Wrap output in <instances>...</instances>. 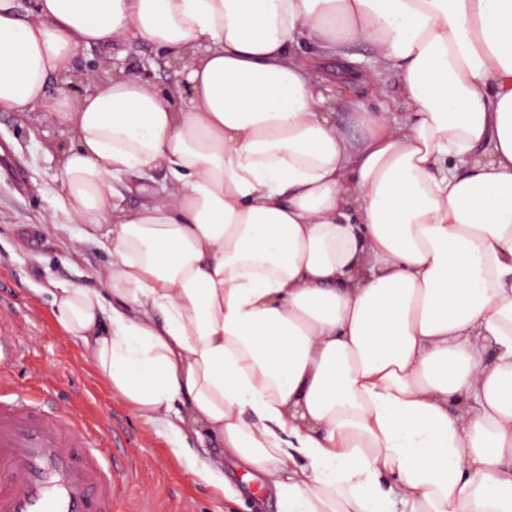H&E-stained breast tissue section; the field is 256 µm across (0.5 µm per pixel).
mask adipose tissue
I'll return each instance as SVG.
<instances>
[{
  "mask_svg": "<svg viewBox=\"0 0 512 512\" xmlns=\"http://www.w3.org/2000/svg\"><path fill=\"white\" fill-rule=\"evenodd\" d=\"M360 41L408 112L357 140L311 71ZM134 42L187 94L49 93ZM0 110L72 136L69 252L111 257L56 321L132 414L215 439L209 484L229 457L277 512H512V0H0Z\"/></svg>",
  "mask_w": 512,
  "mask_h": 512,
  "instance_id": "obj_1",
  "label": "adipose tissue"
}]
</instances>
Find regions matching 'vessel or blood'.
Returning a JSON list of instances; mask_svg holds the SVG:
<instances>
[{
	"label": "vessel or blood",
	"mask_w": 512,
	"mask_h": 512,
	"mask_svg": "<svg viewBox=\"0 0 512 512\" xmlns=\"http://www.w3.org/2000/svg\"><path fill=\"white\" fill-rule=\"evenodd\" d=\"M48 405L43 386L0 377V512H112L119 488L96 428Z\"/></svg>",
	"instance_id": "vessel-or-blood-1"
}]
</instances>
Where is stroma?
I'll return each instance as SVG.
<instances>
[{
	"label": "stroma",
	"mask_w": 512,
	"mask_h": 512,
	"mask_svg": "<svg viewBox=\"0 0 512 512\" xmlns=\"http://www.w3.org/2000/svg\"><path fill=\"white\" fill-rule=\"evenodd\" d=\"M101 57L120 69L147 73L163 91L181 81L175 69L156 66L157 52L146 43L92 48L78 70L91 71ZM321 67L336 75L337 111H406L397 93L350 80L343 60L326 59ZM59 138L49 123L0 112V142L11 149L9 158L0 160V352L6 357L0 375L20 385L38 383L53 402L101 420L112 440L108 453L118 465L115 512H275L265 488L245 480L244 470L232 463L224 465L222 494L192 475L180 438L164 422L133 415L55 321L48 289L59 283L96 286V271L109 262L93 245L71 258L67 232L45 224L58 187L52 179L55 163L43 148Z\"/></svg>",
	"instance_id": "obj_1"
}]
</instances>
